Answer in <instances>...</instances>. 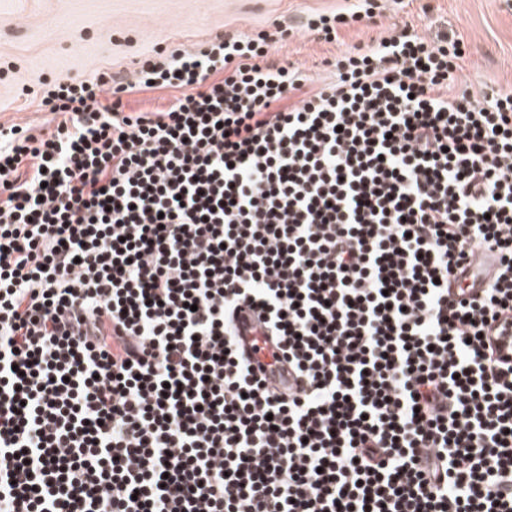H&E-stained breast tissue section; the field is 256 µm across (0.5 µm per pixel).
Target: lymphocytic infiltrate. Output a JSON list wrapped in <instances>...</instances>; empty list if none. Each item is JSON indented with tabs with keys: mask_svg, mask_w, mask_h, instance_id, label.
<instances>
[{
	"mask_svg": "<svg viewBox=\"0 0 512 512\" xmlns=\"http://www.w3.org/2000/svg\"><path fill=\"white\" fill-rule=\"evenodd\" d=\"M272 48L103 68L0 125V512H512V90L459 87L444 31L389 26L316 88ZM150 89L176 96L125 111ZM176 96L170 89L140 91L123 96L125 111H152L167 106Z\"/></svg>",
	"mask_w": 512,
	"mask_h": 512,
	"instance_id": "1",
	"label": "lymphocytic infiltrate"
}]
</instances>
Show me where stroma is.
<instances>
[{
	"mask_svg": "<svg viewBox=\"0 0 512 512\" xmlns=\"http://www.w3.org/2000/svg\"><path fill=\"white\" fill-rule=\"evenodd\" d=\"M347 0H0V124L49 118L38 107L48 85L91 77L105 67L134 80L139 60L163 61L167 48L194 49L215 36L265 30L309 13H332ZM384 8L381 25L408 24L434 34L437 21L465 41L469 56L459 75L474 94L512 88V6L505 0H410ZM381 26L344 31L338 43L305 32L277 43L274 58L299 67L314 82L328 79L324 59L344 47L367 45Z\"/></svg>",
	"mask_w": 512,
	"mask_h": 512,
	"instance_id": "1",
	"label": "stroma"
}]
</instances>
